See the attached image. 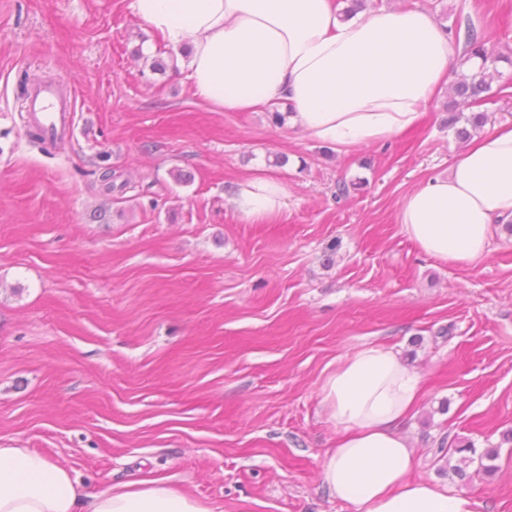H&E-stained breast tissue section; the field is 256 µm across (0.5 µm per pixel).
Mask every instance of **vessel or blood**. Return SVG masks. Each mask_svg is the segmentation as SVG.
Instances as JSON below:
<instances>
[{
  "label": "vessel or blood",
  "instance_id": "obj_1",
  "mask_svg": "<svg viewBox=\"0 0 512 512\" xmlns=\"http://www.w3.org/2000/svg\"><path fill=\"white\" fill-rule=\"evenodd\" d=\"M75 97L64 94L60 85L40 82L34 84L26 100V118L51 141L72 138L75 132L73 112Z\"/></svg>",
  "mask_w": 512,
  "mask_h": 512
}]
</instances>
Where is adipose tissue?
I'll return each instance as SVG.
<instances>
[{"label": "adipose tissue", "instance_id": "1", "mask_svg": "<svg viewBox=\"0 0 512 512\" xmlns=\"http://www.w3.org/2000/svg\"><path fill=\"white\" fill-rule=\"evenodd\" d=\"M134 14L169 45L187 47L195 95L221 112L273 100L285 122L317 142L377 144L414 128L462 45L417 6H371L343 15L335 0H131ZM248 220L279 215L286 190L249 178L234 195ZM398 222L424 254L469 264L497 224L512 222V127L482 132L447 173L402 201ZM339 438L323 480L355 512H483L469 491L448 492L412 475L415 453L399 423L415 406L420 376L391 348L362 347L321 386ZM0 512H212L152 476L120 490L82 491L71 473L31 448L0 447Z\"/></svg>", "mask_w": 512, "mask_h": 512}]
</instances>
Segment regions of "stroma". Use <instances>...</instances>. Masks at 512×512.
I'll use <instances>...</instances> for the list:
<instances>
[{
	"instance_id": "stroma-1",
	"label": "stroma",
	"mask_w": 512,
	"mask_h": 512,
	"mask_svg": "<svg viewBox=\"0 0 512 512\" xmlns=\"http://www.w3.org/2000/svg\"><path fill=\"white\" fill-rule=\"evenodd\" d=\"M129 2L0 0V446L87 492L163 475L213 512H354L323 481L337 432L320 387L383 344L423 381L399 427L414 477L512 512V233L458 265L397 221L473 113L512 124V0H408L484 32L491 92H440L415 128L353 149L269 109L212 110ZM50 80L76 95L59 146L22 120L25 89ZM252 177L283 183L275 219L237 211ZM443 438L496 455L466 463Z\"/></svg>"
}]
</instances>
